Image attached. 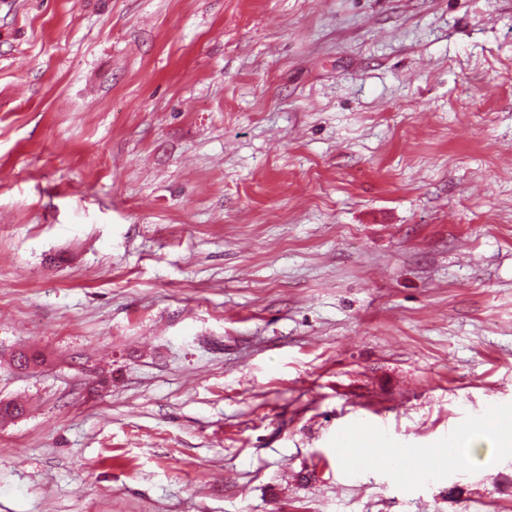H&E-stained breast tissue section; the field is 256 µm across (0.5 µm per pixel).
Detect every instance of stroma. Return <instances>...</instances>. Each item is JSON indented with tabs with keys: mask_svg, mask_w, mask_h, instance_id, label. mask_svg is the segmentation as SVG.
<instances>
[{
	"mask_svg": "<svg viewBox=\"0 0 512 512\" xmlns=\"http://www.w3.org/2000/svg\"><path fill=\"white\" fill-rule=\"evenodd\" d=\"M16 398L0 512H512L336 453L512 410V0H0Z\"/></svg>",
	"mask_w": 512,
	"mask_h": 512,
	"instance_id": "1",
	"label": "stroma"
}]
</instances>
